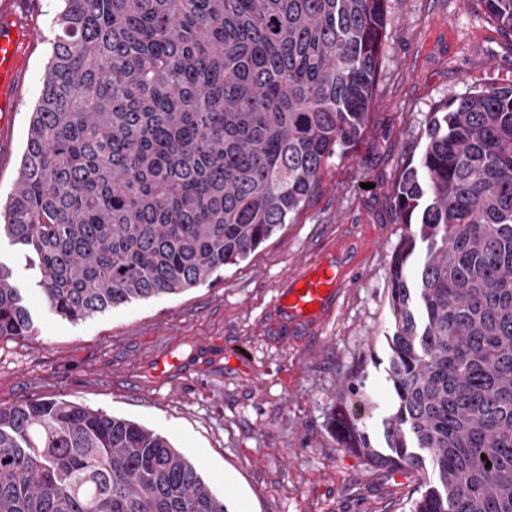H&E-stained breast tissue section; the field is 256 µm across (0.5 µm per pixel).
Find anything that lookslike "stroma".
<instances>
[{"label": "stroma", "instance_id": "obj_1", "mask_svg": "<svg viewBox=\"0 0 512 512\" xmlns=\"http://www.w3.org/2000/svg\"><path fill=\"white\" fill-rule=\"evenodd\" d=\"M19 104L0 128V199L11 193L42 89L58 0H38ZM375 104L360 143L334 157L311 200L222 281L73 324L53 315L20 247L0 242L33 314L0 340V405L65 399L167 436L229 512H409L418 482L344 447L355 421L374 447L395 402L387 379L390 263L406 227L393 190L433 112L486 84L512 85V39L478 0H388ZM361 257L331 316L289 329L277 298L336 240Z\"/></svg>", "mask_w": 512, "mask_h": 512}]
</instances>
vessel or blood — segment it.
<instances>
[{
  "mask_svg": "<svg viewBox=\"0 0 512 512\" xmlns=\"http://www.w3.org/2000/svg\"><path fill=\"white\" fill-rule=\"evenodd\" d=\"M36 35L26 0H0V121L17 109L15 86L24 48ZM349 264L346 253L339 250L294 276L277 300L289 324L313 327L323 322L338 303Z\"/></svg>",
  "mask_w": 512,
  "mask_h": 512,
  "instance_id": "b4317fda",
  "label": "vessel or blood"
}]
</instances>
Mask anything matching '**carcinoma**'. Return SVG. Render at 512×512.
<instances>
[{
  "instance_id": "carcinoma-1",
  "label": "carcinoma",
  "mask_w": 512,
  "mask_h": 512,
  "mask_svg": "<svg viewBox=\"0 0 512 512\" xmlns=\"http://www.w3.org/2000/svg\"><path fill=\"white\" fill-rule=\"evenodd\" d=\"M512 36V0H480ZM386 0H59L0 240L70 323L223 278L360 139ZM396 208L387 470L411 512H512V86L433 113ZM426 245L414 278L407 266ZM35 335L0 264V339ZM0 512H228L163 434L84 405H0Z\"/></svg>"
}]
</instances>
